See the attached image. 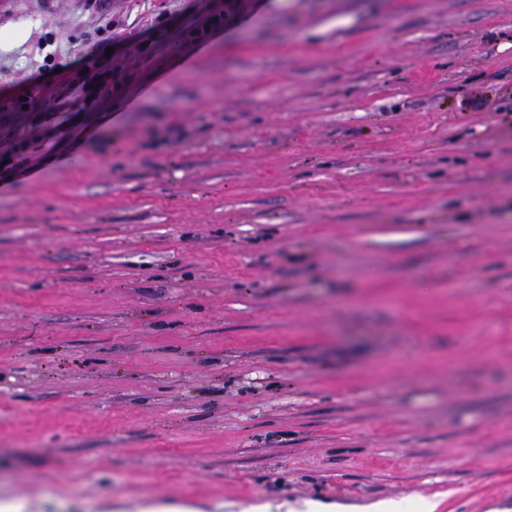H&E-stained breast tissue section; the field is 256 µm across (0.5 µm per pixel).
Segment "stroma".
I'll use <instances>...</instances> for the list:
<instances>
[{
  "instance_id": "stroma-1",
  "label": "stroma",
  "mask_w": 512,
  "mask_h": 512,
  "mask_svg": "<svg viewBox=\"0 0 512 512\" xmlns=\"http://www.w3.org/2000/svg\"><path fill=\"white\" fill-rule=\"evenodd\" d=\"M24 20L0 498L512 512V0H0ZM93 67L68 126L13 111Z\"/></svg>"
}]
</instances>
